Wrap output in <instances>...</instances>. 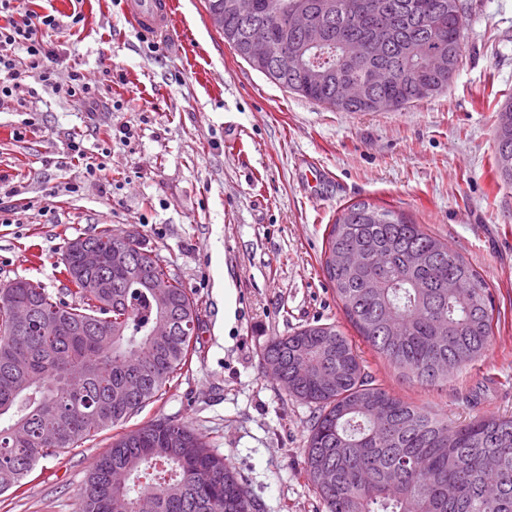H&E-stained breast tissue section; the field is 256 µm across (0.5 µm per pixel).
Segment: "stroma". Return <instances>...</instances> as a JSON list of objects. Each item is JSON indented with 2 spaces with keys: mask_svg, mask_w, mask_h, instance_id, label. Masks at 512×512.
Masks as SVG:
<instances>
[{
  "mask_svg": "<svg viewBox=\"0 0 512 512\" xmlns=\"http://www.w3.org/2000/svg\"><path fill=\"white\" fill-rule=\"evenodd\" d=\"M465 54L447 90L398 111L339 112L243 61L204 0H178L149 45L116 0H37L83 20L54 39L58 83L85 74L98 103L22 78L0 99V285L58 293L67 241L107 228L157 253L191 291L202 325L191 365L128 420L186 422L245 481L259 512H327L303 471L315 406L266 376L262 352L307 324L334 323L366 372L449 420L512 415V184L493 168L489 116L512 97V0H461ZM104 162L89 174L72 142ZM367 201L427 225L490 286L486 357L446 388L400 375L359 336L321 258L343 207ZM480 388L478 404L460 397ZM105 430L40 461L0 512H78Z\"/></svg>",
  "mask_w": 512,
  "mask_h": 512,
  "instance_id": "35a3bbf8",
  "label": "stroma"
}]
</instances>
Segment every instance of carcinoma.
<instances>
[{
	"instance_id": "obj_1",
	"label": "carcinoma",
	"mask_w": 512,
	"mask_h": 512,
	"mask_svg": "<svg viewBox=\"0 0 512 512\" xmlns=\"http://www.w3.org/2000/svg\"><path fill=\"white\" fill-rule=\"evenodd\" d=\"M350 0H205L224 11V40L239 57L255 35L293 44L316 75L291 69L266 77L328 108L341 104L343 83L366 72L385 78L370 88L394 109L447 89L464 51L460 0H370L391 21L376 38L346 13ZM304 10L327 38L302 49L287 26ZM443 51L448 67H433ZM493 167L512 182V100L492 112ZM114 235L85 237L112 250ZM357 252L362 262L335 268L332 258ZM63 273L70 299L41 284L17 280L0 288V493L21 486L37 462L96 436L163 395L196 351L201 319L183 284L158 255L134 253L131 269L112 272L109 288H82L79 256L66 243ZM324 274L343 312L387 363L410 381L446 387L473 366L491 343L494 295L480 273L445 240L391 208L361 201L344 207L326 237ZM150 277L171 280L166 313L171 336L150 335L159 305L144 288ZM458 289L448 292V280ZM36 310L16 328L11 306ZM75 327L69 336L48 330ZM262 358L282 367L272 377L288 394L318 409L304 448V473L328 512H512V416L482 415L450 423L437 410L408 403L373 383L351 340L335 323L306 325L270 341ZM64 427L56 444L39 437ZM144 493L157 512H256L234 469L205 436L184 422L159 418L122 433L89 473L78 512H137Z\"/></svg>"
}]
</instances>
